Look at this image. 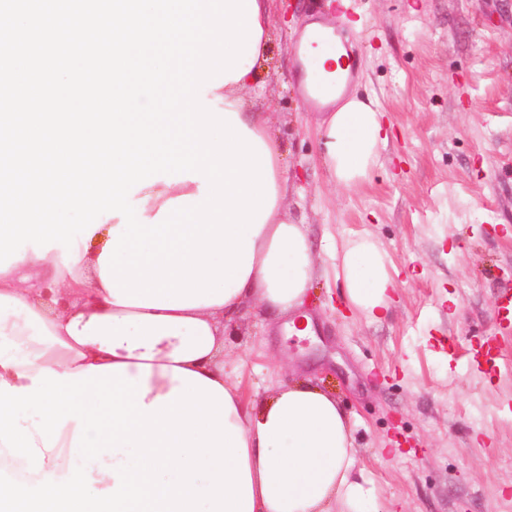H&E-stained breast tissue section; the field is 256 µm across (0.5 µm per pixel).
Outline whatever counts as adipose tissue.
<instances>
[{
	"label": "adipose tissue",
	"mask_w": 512,
	"mask_h": 512,
	"mask_svg": "<svg viewBox=\"0 0 512 512\" xmlns=\"http://www.w3.org/2000/svg\"><path fill=\"white\" fill-rule=\"evenodd\" d=\"M255 66L207 94L236 112L270 153L275 203L254 259L223 304H119L98 259L119 224L79 243L26 248L0 271V504L8 512H380L354 475L352 422L335 397L303 382L265 402L224 371V337L246 302L285 317L316 277L309 227L289 218L286 152L247 93L266 58L271 0H256ZM334 186L365 182L388 140L358 97L321 126ZM348 304L371 320L389 308L387 255L368 236L342 244ZM26 459L34 476L16 477Z\"/></svg>",
	"instance_id": "1"
}]
</instances>
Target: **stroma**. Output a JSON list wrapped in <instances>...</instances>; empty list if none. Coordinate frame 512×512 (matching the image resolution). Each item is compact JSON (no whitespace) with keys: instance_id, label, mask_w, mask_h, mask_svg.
<instances>
[{"instance_id":"35a3bbf8","label":"stroma","mask_w":512,"mask_h":512,"mask_svg":"<svg viewBox=\"0 0 512 512\" xmlns=\"http://www.w3.org/2000/svg\"><path fill=\"white\" fill-rule=\"evenodd\" d=\"M340 2L360 61L347 92L393 132L369 180L330 184L327 113L301 104L294 44L308 0H274L254 97L288 151L289 217L318 252L327 232L376 239L396 281L391 313L354 314L328 267L303 306L314 335L287 337L283 319L248 307L226 362L260 402L283 379L336 397L380 512H492L512 490V369L486 379L467 352L498 333V294L512 286V0Z\"/></svg>"}]
</instances>
